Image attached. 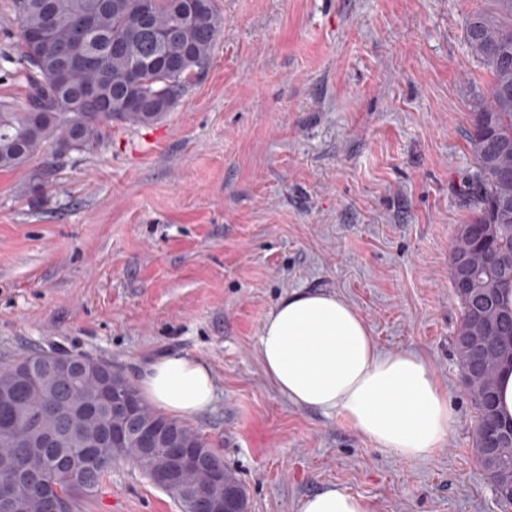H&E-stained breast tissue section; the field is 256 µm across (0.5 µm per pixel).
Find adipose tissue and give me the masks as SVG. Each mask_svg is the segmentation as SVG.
I'll use <instances>...</instances> for the list:
<instances>
[{"mask_svg":"<svg viewBox=\"0 0 512 512\" xmlns=\"http://www.w3.org/2000/svg\"><path fill=\"white\" fill-rule=\"evenodd\" d=\"M259 354L290 402L345 418L400 458H430L448 436L453 414L428 363L413 351H381L361 316L337 295L299 289L281 298L262 324ZM141 389L173 418L204 412L216 397L210 368L188 355L159 357ZM298 512L372 507L362 496L329 486L303 497Z\"/></svg>","mask_w":512,"mask_h":512,"instance_id":"adipose-tissue-1","label":"adipose tissue"}]
</instances>
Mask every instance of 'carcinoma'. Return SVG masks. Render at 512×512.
<instances>
[{
	"label": "carcinoma",
	"instance_id": "obj_1",
	"mask_svg": "<svg viewBox=\"0 0 512 512\" xmlns=\"http://www.w3.org/2000/svg\"><path fill=\"white\" fill-rule=\"evenodd\" d=\"M493 8L476 12L465 27L466 44L489 79L487 95L471 106L468 140L476 172L466 182L472 214L461 225L452 256L469 259L475 287L458 294L462 319L455 348L482 335L488 319L494 335L487 349L459 358L466 385L479 411L476 447L482 448L485 421L497 420L496 378L512 354V309L500 301V289L512 285V0H492ZM19 19L21 64L29 94L21 111L0 104V168L27 166L49 146L84 151L97 141L99 130L112 123L149 125L164 113L147 107L155 100L171 110L191 82L210 62L224 27L213 0H14ZM47 31V42L36 46L28 35ZM86 65L67 66L79 32ZM93 86L97 96L84 89ZM489 224V237L478 228ZM58 356L43 351L0 366V494L10 496L14 512H55L64 496L70 512L96 494L112 465L137 463L149 480L167 465L165 449L178 443L202 447L206 440L193 428L151 408L135 384L112 370L115 390L137 404V420L155 424L161 434L154 457L147 461L137 428L125 424V453L100 454L108 428L121 420L112 399L93 396L97 379L75 374L62 382L52 376L38 381L27 374L31 363ZM41 419L26 425L28 416ZM495 465L512 479V442L495 449ZM180 512H204V504L219 489L194 476L165 488Z\"/></svg>",
	"mask_w": 512,
	"mask_h": 512
}]
</instances>
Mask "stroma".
Segmentation results:
<instances>
[{
    "mask_svg": "<svg viewBox=\"0 0 512 512\" xmlns=\"http://www.w3.org/2000/svg\"><path fill=\"white\" fill-rule=\"evenodd\" d=\"M204 74L150 126L0 170V365L44 349L132 382L158 356L211 369L186 423L243 484L248 512H297L336 485L373 512H501L453 344L451 255L471 215L468 108L488 76L465 41L491 0H215ZM19 19L0 0V102L20 108ZM46 168L43 193L30 168ZM350 303L386 352L422 355L454 422L429 459L378 448L281 395L259 356L289 292ZM82 512H179L118 462Z\"/></svg>",
    "mask_w": 512,
    "mask_h": 512,
    "instance_id": "stroma-1",
    "label": "stroma"
}]
</instances>
